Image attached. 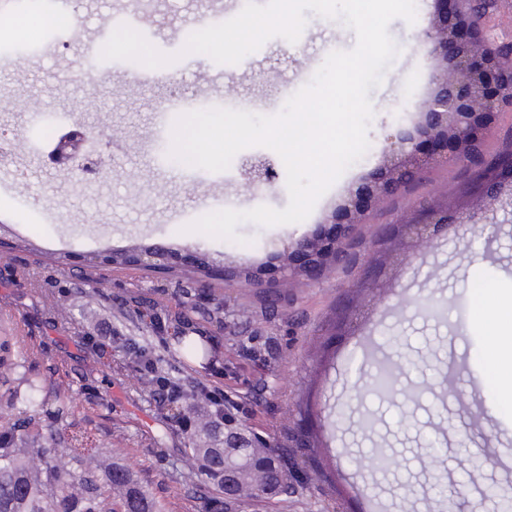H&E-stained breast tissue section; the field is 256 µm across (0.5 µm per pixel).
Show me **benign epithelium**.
I'll return each mask as SVG.
<instances>
[{
  "label": "benign epithelium",
  "instance_id": "7a95c632",
  "mask_svg": "<svg viewBox=\"0 0 512 512\" xmlns=\"http://www.w3.org/2000/svg\"><path fill=\"white\" fill-rule=\"evenodd\" d=\"M418 39L433 60L430 78L433 88L419 108L423 119L418 131L428 152L420 153L412 136L391 145L386 164L351 195L345 206L349 222L340 235L333 240L307 237L293 244L285 268L288 276L317 280L328 261L347 262L353 227L365 213V199L378 202L385 199L440 162V154L449 148L456 159L473 162L478 146L491 133L496 110L503 102H512V58L502 60L485 52L483 37L467 19L462 0H433L429 25ZM90 140L86 129L79 124L63 134L48 152L56 170L69 173L83 169L84 160L92 154ZM240 175L243 183L254 190H263L274 183L269 161L251 155L243 160ZM476 178L486 205L457 202L452 208L446 204L420 207L411 217L390 225L382 233L379 241L383 246V262L395 266L404 263L407 251L421 248L438 227L465 225L472 221L476 210L483 211L486 224L482 229H495L492 200L499 197L503 184L512 183V156L496 160L486 172L477 171ZM167 257L168 253L157 247L112 255V259L127 265L149 269L167 266Z\"/></svg>",
  "mask_w": 512,
  "mask_h": 512
}]
</instances>
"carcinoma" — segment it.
Masks as SVG:
<instances>
[{"instance_id":"obj_1","label":"carcinoma","mask_w":512,"mask_h":512,"mask_svg":"<svg viewBox=\"0 0 512 512\" xmlns=\"http://www.w3.org/2000/svg\"><path fill=\"white\" fill-rule=\"evenodd\" d=\"M148 328L178 347L181 357H207L210 329L180 312L151 303L139 310ZM208 323L224 327V296L213 297ZM11 314L0 312V512H162L160 502L123 464L109 444L77 422L72 390L47 391L27 375L32 352L12 335ZM143 390L161 389L160 411L172 428L200 404L211 405L210 391L171 380L161 373L141 374ZM45 395H39L40 391ZM210 422L202 419L181 452L197 466L199 512H226L228 506L255 498L288 494L287 462L262 439L234 448H203ZM235 465L233 493L224 490V464Z\"/></svg>"}]
</instances>
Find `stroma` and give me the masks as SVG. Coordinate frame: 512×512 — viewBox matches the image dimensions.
<instances>
[{
    "mask_svg": "<svg viewBox=\"0 0 512 512\" xmlns=\"http://www.w3.org/2000/svg\"><path fill=\"white\" fill-rule=\"evenodd\" d=\"M146 7L179 12L175 30L143 31L173 63L148 73L133 61L101 59L112 26L138 21ZM243 7L242 0L204 12L196 0H0V22L63 10L81 34L76 41L69 31L46 29L24 40L20 56L13 39L0 43V136L14 145L12 163L0 165V239L14 245L0 253V311L14 314L16 336L37 353L32 377L49 388L72 387L79 417L151 484L165 512H195L190 464L180 453L187 436L169 428L153 397L136 389L139 373L121 346L133 341L165 355L155 332L142 329L130 298L178 310L200 254L234 275L208 282L224 294V326L212 329L207 358L176 362L168 371L184 384L223 393L234 422L217 425V439L261 435L285 452L289 468L304 473L275 502L230 512H445L443 481L450 476L472 503L487 484L512 496V413L499 407L486 338L472 321L475 276L512 287L511 197H500L492 238L470 244V231L451 224L419 250L420 274L380 271L373 258L385 225L423 202L469 189L471 166L437 164L369 204L348 262L330 265L317 281L284 278L289 246L312 235L334 237L347 221L343 206L351 192L385 163L391 142L415 133L417 106L430 91L432 62L415 40L429 23V0H415L414 22L398 17L388 25L398 53L369 92L366 153L304 221H245L235 243L188 226L216 210L285 208V175L262 193H248L237 165L209 172L173 158L169 128L184 113L222 106L228 84L237 109L277 114L331 52L356 44L341 19L310 12L297 42L272 37L239 63L223 67L205 55H184L198 25L222 23ZM475 23L486 43L512 55V0H491ZM92 56L96 72L86 80L81 73ZM175 85L182 93L173 97ZM57 123H78L93 134L96 153L109 161L107 174L89 185L47 165L44 131ZM152 245L170 249L166 272L106 269L100 298H89L77 276L86 257ZM44 285L64 299L81 336L48 316L50 301L39 293ZM269 288L285 296L272 316L261 311ZM428 299L449 303L447 318L426 315ZM89 340L118 343L111 370L96 364ZM401 355L415 366L398 373L390 392H375L378 368ZM472 450L493 456L494 466L468 467ZM381 455L388 467L374 466Z\"/></svg>",
    "mask_w": 512,
    "mask_h": 512,
    "instance_id": "stroma-1",
    "label": "stroma"
}]
</instances>
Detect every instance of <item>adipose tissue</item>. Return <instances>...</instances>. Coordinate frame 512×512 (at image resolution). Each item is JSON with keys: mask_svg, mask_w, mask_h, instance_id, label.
Listing matches in <instances>:
<instances>
[{"mask_svg": "<svg viewBox=\"0 0 512 512\" xmlns=\"http://www.w3.org/2000/svg\"><path fill=\"white\" fill-rule=\"evenodd\" d=\"M473 317L487 335L488 371L500 401L512 408V289L482 284L475 289Z\"/></svg>", "mask_w": 512, "mask_h": 512, "instance_id": "1", "label": "adipose tissue"}]
</instances>
